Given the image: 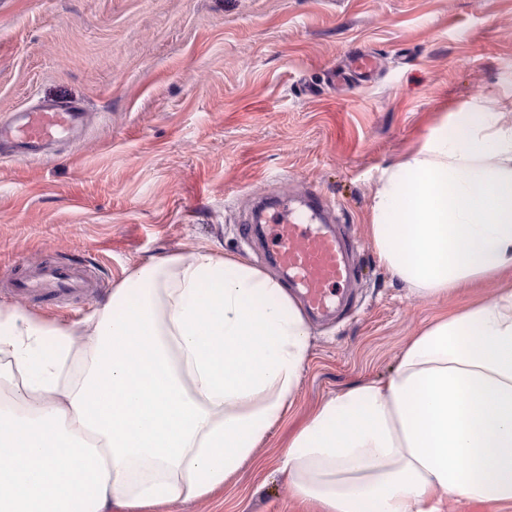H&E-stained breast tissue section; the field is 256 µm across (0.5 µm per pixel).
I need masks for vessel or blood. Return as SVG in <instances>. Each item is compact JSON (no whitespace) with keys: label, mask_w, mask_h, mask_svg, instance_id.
<instances>
[{"label":"vessel or blood","mask_w":512,"mask_h":512,"mask_svg":"<svg viewBox=\"0 0 512 512\" xmlns=\"http://www.w3.org/2000/svg\"><path fill=\"white\" fill-rule=\"evenodd\" d=\"M377 68L376 58L368 52L356 53L345 68L330 74L332 84L350 78L371 79ZM86 121L85 109L75 102L43 103L17 111L9 121H0V149L11 154L37 157L49 144L76 135ZM324 199L310 190L305 214H298L290 204H282L265 225V243L276 263L286 272L308 311L324 315L336 305L348 304L349 286L356 271L349 258L355 241L319 221ZM10 292L24 299L60 302L69 298L88 299L98 285L88 275L85 265L42 262L27 267L24 274L7 276Z\"/></svg>","instance_id":"vessel-or-blood-1"}]
</instances>
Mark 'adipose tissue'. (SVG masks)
Wrapping results in <instances>:
<instances>
[{
    "label": "adipose tissue",
    "instance_id": "1",
    "mask_svg": "<svg viewBox=\"0 0 512 512\" xmlns=\"http://www.w3.org/2000/svg\"><path fill=\"white\" fill-rule=\"evenodd\" d=\"M369 234L415 293L494 297L411 337L386 382L322 402L282 459L321 512L512 506V97L386 167ZM310 327L282 282L199 248L60 324L0 307V512H141L223 489L282 420Z\"/></svg>",
    "mask_w": 512,
    "mask_h": 512
}]
</instances>
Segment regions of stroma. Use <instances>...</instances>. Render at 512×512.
I'll use <instances>...</instances> for the list:
<instances>
[{
	"mask_svg": "<svg viewBox=\"0 0 512 512\" xmlns=\"http://www.w3.org/2000/svg\"><path fill=\"white\" fill-rule=\"evenodd\" d=\"M369 82L333 88L355 52ZM512 94V0H0V118L78 100L81 138L31 161L0 158V277L82 260L106 296L131 270L208 246L271 270L240 233L254 197L321 191L361 239L358 303L311 320L283 421L223 492L162 512H320L279 459L323 401L382 382L411 336L493 297L413 294L379 260L367 218L383 169L451 113ZM377 68L376 58L368 52L360 51L350 58L345 68L330 73L333 85L346 83L351 77L370 80Z\"/></svg>",
	"mask_w": 512,
	"mask_h": 512,
	"instance_id": "1",
	"label": "stroma"
}]
</instances>
